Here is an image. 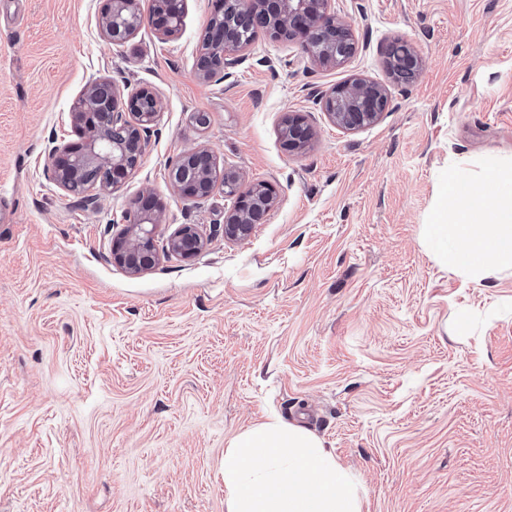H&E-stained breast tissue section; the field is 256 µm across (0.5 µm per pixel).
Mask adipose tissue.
Returning <instances> with one entry per match:
<instances>
[{
	"label": "adipose tissue",
	"instance_id": "adipose-tissue-1",
	"mask_svg": "<svg viewBox=\"0 0 512 512\" xmlns=\"http://www.w3.org/2000/svg\"><path fill=\"white\" fill-rule=\"evenodd\" d=\"M423 240L440 265L463 279L479 282L512 271V161L476 176L449 166Z\"/></svg>",
	"mask_w": 512,
	"mask_h": 512
}]
</instances>
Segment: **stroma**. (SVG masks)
I'll return each mask as SVG.
<instances>
[{
	"mask_svg": "<svg viewBox=\"0 0 512 512\" xmlns=\"http://www.w3.org/2000/svg\"><path fill=\"white\" fill-rule=\"evenodd\" d=\"M102 5L0 0V512H226L224 449L273 413L333 450L363 512H512V275L464 282L422 241L449 164L512 159V0H331L347 63L262 31L221 82L195 69L215 0H187L173 39L118 46ZM398 41L422 57L402 84ZM97 77L164 110L136 170L84 208L43 168ZM355 78L389 104L350 132L315 94ZM289 110L317 130L300 153ZM198 146L276 188L246 240L224 237L223 187L171 189ZM147 186L165 233L208 242L132 275L112 240Z\"/></svg>",
	"mask_w": 512,
	"mask_h": 512,
	"instance_id": "obj_1",
	"label": "stroma"
}]
</instances>
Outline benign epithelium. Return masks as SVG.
Masks as SVG:
<instances>
[{
    "instance_id": "obj_1",
    "label": "benign epithelium",
    "mask_w": 512,
    "mask_h": 512,
    "mask_svg": "<svg viewBox=\"0 0 512 512\" xmlns=\"http://www.w3.org/2000/svg\"><path fill=\"white\" fill-rule=\"evenodd\" d=\"M330 0H237L238 9L225 21L221 18L223 0L208 23L210 43L200 47L195 59L197 74L205 79H224L225 70L238 62L248 42L237 37L242 30L276 24L268 29L276 35L288 33L299 39L304 54L314 63L336 67L356 52L351 24L336 19L329 11ZM186 0H152L148 12L139 0H105L98 25L112 45L128 42L144 27L161 40L173 37L182 26ZM389 73L397 83L414 74L421 65L412 47L398 62L387 57ZM385 85L355 78L345 84L317 93V102L336 127L355 131L375 124L388 107ZM160 94L149 86H123L107 78L90 81L74 101L69 119L78 131L80 142H61L51 147L44 176L68 197L93 201L97 192L112 188L133 172L146 149L145 135L163 112ZM315 136L314 128L302 113L289 111L282 119L284 146L290 152L304 148ZM218 165L215 155L205 147L184 152L169 165V182L180 196L208 198L215 186L209 171ZM99 168L106 174L98 184L86 173ZM141 195L153 199L154 206L134 205L126 212L123 230L116 237L112 260L136 274L155 267L160 254L156 238L164 222L166 206L157 194L146 188ZM224 195L232 199L224 211V236L244 240L257 224L265 221L277 204V192L269 183L243 185L240 173L224 169ZM206 241L194 224H183L169 235L166 253L184 259L200 254Z\"/></svg>"
}]
</instances>
